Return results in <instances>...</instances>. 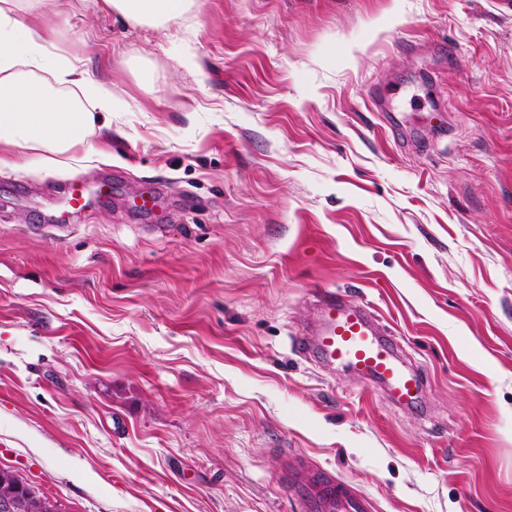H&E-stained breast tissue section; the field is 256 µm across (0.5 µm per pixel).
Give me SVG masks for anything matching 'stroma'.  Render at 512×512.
Returning <instances> with one entry per match:
<instances>
[{
  "instance_id": "35a3bbf8",
  "label": "stroma",
  "mask_w": 512,
  "mask_h": 512,
  "mask_svg": "<svg viewBox=\"0 0 512 512\" xmlns=\"http://www.w3.org/2000/svg\"><path fill=\"white\" fill-rule=\"evenodd\" d=\"M40 12L129 110L61 168L4 151L0 467L64 512H296L287 456L372 512H512V0ZM323 290L418 406L299 348ZM112 12L132 29L160 28L176 18L195 17V0H104Z\"/></svg>"
}]
</instances>
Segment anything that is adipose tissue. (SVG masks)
<instances>
[{"instance_id": "adipose-tissue-1", "label": "adipose tissue", "mask_w": 512, "mask_h": 512, "mask_svg": "<svg viewBox=\"0 0 512 512\" xmlns=\"http://www.w3.org/2000/svg\"><path fill=\"white\" fill-rule=\"evenodd\" d=\"M22 0H0V147L38 154L53 169L101 130L96 113L125 111L97 73L50 42ZM128 27L160 28L191 18L195 0H104Z\"/></svg>"}]
</instances>
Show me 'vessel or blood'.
<instances>
[{
	"label": "vessel or blood",
	"instance_id": "vessel-or-blood-1",
	"mask_svg": "<svg viewBox=\"0 0 512 512\" xmlns=\"http://www.w3.org/2000/svg\"><path fill=\"white\" fill-rule=\"evenodd\" d=\"M305 343L319 357L349 366L362 378L380 384L389 400L414 405L420 395V377L397 358L379 328L359 307L335 293L321 301L320 325ZM299 512H369L368 502L352 487L327 473L299 483Z\"/></svg>",
	"mask_w": 512,
	"mask_h": 512
}]
</instances>
